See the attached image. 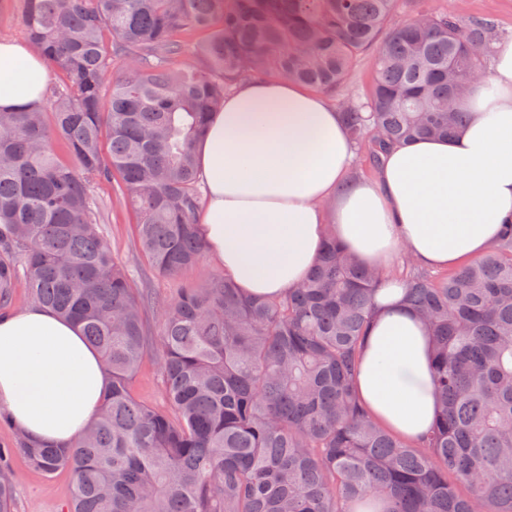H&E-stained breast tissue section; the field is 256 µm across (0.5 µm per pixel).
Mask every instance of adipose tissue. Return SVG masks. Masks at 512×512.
<instances>
[{
	"label": "adipose tissue",
	"instance_id": "ef3b65f1",
	"mask_svg": "<svg viewBox=\"0 0 512 512\" xmlns=\"http://www.w3.org/2000/svg\"><path fill=\"white\" fill-rule=\"evenodd\" d=\"M50 81L31 44L0 39V111L42 105ZM464 107L470 119L455 137L392 146L368 179L322 94L281 78L240 82L197 146L210 254L253 298L301 283L329 230L372 266L404 253L437 270L481 257L512 217V40L496 42L492 70ZM402 296L401 280L378 283L355 385L375 421L416 443L438 405L430 338ZM107 385L75 322L37 306L0 319V407L15 429L74 441Z\"/></svg>",
	"mask_w": 512,
	"mask_h": 512
}]
</instances>
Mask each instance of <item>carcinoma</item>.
Wrapping results in <instances>:
<instances>
[{"label":"carcinoma","instance_id":"carcinoma-1","mask_svg":"<svg viewBox=\"0 0 512 512\" xmlns=\"http://www.w3.org/2000/svg\"><path fill=\"white\" fill-rule=\"evenodd\" d=\"M23 2L25 31L63 84L38 108L0 112V298L25 279L31 303L81 326L110 385L77 442L15 432L0 447V512H14L18 453L49 478L71 473L64 512H512V223L457 269L404 264L439 408L411 444L356 394L379 274L335 240L279 297H245L226 277L179 289L150 336L148 300L103 241L90 196L94 181L117 179L142 252L175 276L206 251L195 146L234 84L276 76L334 92L372 58L366 101L341 113L377 165L395 143L465 126L493 22L433 8L415 28L395 25L403 0ZM193 32L207 33L194 47L205 64L179 69ZM114 62L122 73L107 84ZM59 140L74 164L57 159ZM151 350L165 409L131 391Z\"/></svg>","mask_w":512,"mask_h":512}]
</instances>
